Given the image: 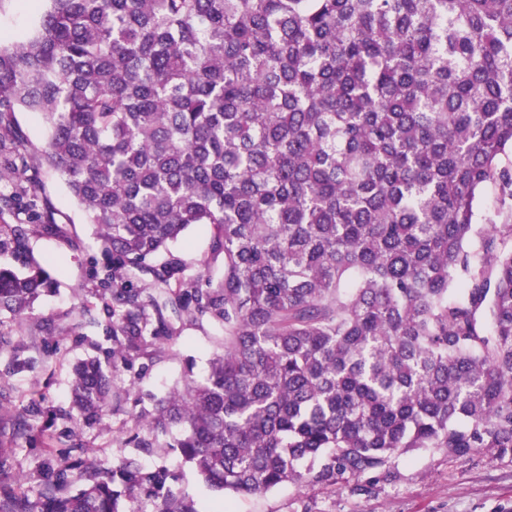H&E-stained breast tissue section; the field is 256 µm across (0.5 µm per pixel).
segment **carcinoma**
<instances>
[{"label": "carcinoma", "mask_w": 512, "mask_h": 512, "mask_svg": "<svg viewBox=\"0 0 512 512\" xmlns=\"http://www.w3.org/2000/svg\"><path fill=\"white\" fill-rule=\"evenodd\" d=\"M48 2L0 41V210L37 220L0 224V381L102 314L82 337L104 358L72 366L66 408L0 394V476L22 441L40 512H123V489L198 512L139 457L174 448L209 488L260 494L384 477L417 449L512 456V0ZM18 109L47 129L35 166ZM43 167L102 259L78 310L16 340L57 285L30 236L78 247ZM197 225L210 259L162 257ZM205 323L206 374L131 415L135 456L96 464L82 430L107 427L118 368ZM0 512H32L25 476Z\"/></svg>", "instance_id": "carcinoma-1"}]
</instances>
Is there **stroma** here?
<instances>
[{
	"label": "stroma",
	"mask_w": 512,
	"mask_h": 512,
	"mask_svg": "<svg viewBox=\"0 0 512 512\" xmlns=\"http://www.w3.org/2000/svg\"><path fill=\"white\" fill-rule=\"evenodd\" d=\"M46 7V0H0V35L19 40L31 34ZM38 193L50 200L52 220L67 225L80 249L46 235L31 236L29 247L36 257L55 258L53 273L58 281L54 296L36 309L39 317L60 318L81 306L91 287L86 259L96 252L95 225L66 190L59 175L41 172ZM218 347V334L210 326L185 328L176 355L149 365L145 371H120L115 379L121 400L109 418L106 431L87 432L88 441L98 445L96 460L105 464L130 455L123 430L135 406L150 407L151 398L178 381L186 371L202 374ZM86 341L66 336L62 352L51 371L35 368L5 386L13 407L22 395L38 391L54 405L64 404L68 394L71 364L89 353ZM148 464H167L177 472V489L193 498L199 512H512V459L481 450L465 457H448L443 452L419 449L400 456L389 477L376 482L350 483L336 490L299 488L284 484L262 495H221L210 491L197 473L180 463L176 453H158Z\"/></svg>",
	"instance_id": "1"
}]
</instances>
